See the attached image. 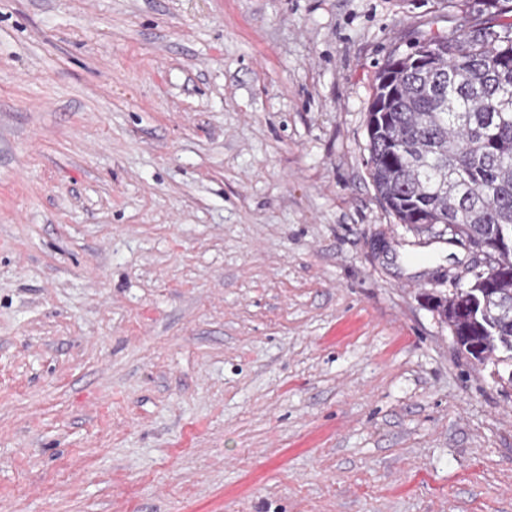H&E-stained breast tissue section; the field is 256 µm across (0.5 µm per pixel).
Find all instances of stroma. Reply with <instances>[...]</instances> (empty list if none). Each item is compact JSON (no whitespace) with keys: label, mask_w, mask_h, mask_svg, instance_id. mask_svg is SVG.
<instances>
[{"label":"stroma","mask_w":512,"mask_h":512,"mask_svg":"<svg viewBox=\"0 0 512 512\" xmlns=\"http://www.w3.org/2000/svg\"><path fill=\"white\" fill-rule=\"evenodd\" d=\"M465 0H0V512H512L483 253L369 176ZM486 253L494 256L490 269L504 271L495 288L485 291L476 278L448 297L431 298V306L448 323L459 352L480 365L498 366L506 360L501 354H510L512 362V249ZM462 309L469 312L464 321Z\"/></svg>","instance_id":"35a3bbf8"}]
</instances>
